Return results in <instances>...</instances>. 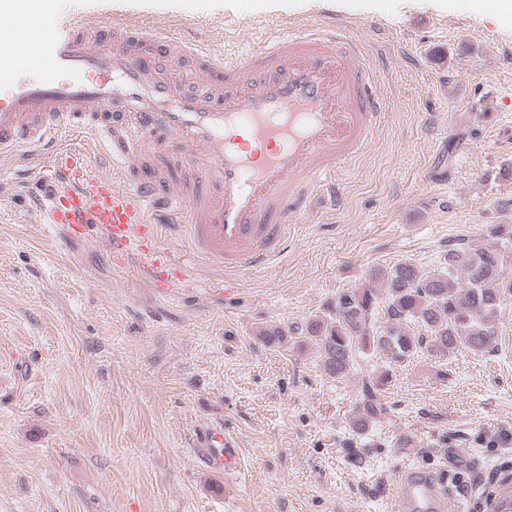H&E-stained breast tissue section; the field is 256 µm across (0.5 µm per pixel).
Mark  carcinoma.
Wrapping results in <instances>:
<instances>
[{
  "label": "carcinoma",
  "instance_id": "carcinoma-1",
  "mask_svg": "<svg viewBox=\"0 0 512 512\" xmlns=\"http://www.w3.org/2000/svg\"><path fill=\"white\" fill-rule=\"evenodd\" d=\"M487 236L491 242L478 248L448 245L433 270L406 262L371 270L361 286L338 293L295 338L299 346L307 341L318 345L323 372L331 378L350 376L361 355L380 358V373L364 384L351 417L354 432L386 412L382 392L396 371L419 354L441 358L489 351L498 333V311L512 298V267L499 248L512 241V224H490ZM381 307L386 321L379 327L375 318ZM418 326L423 331H414ZM255 336L269 347L288 344V333L278 325L259 327Z\"/></svg>",
  "mask_w": 512,
  "mask_h": 512
}]
</instances>
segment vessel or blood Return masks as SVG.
Returning a JSON list of instances; mask_svg holds the SVG:
<instances>
[{
  "label": "vessel or blood",
  "instance_id": "1",
  "mask_svg": "<svg viewBox=\"0 0 512 512\" xmlns=\"http://www.w3.org/2000/svg\"><path fill=\"white\" fill-rule=\"evenodd\" d=\"M341 21L282 28L228 60L202 44L113 18L0 24V158L25 148L45 169L48 223L96 235L157 288H188L200 267L266 268L296 225L340 205L339 166L373 142L385 112ZM208 73L191 87L177 62ZM100 140L103 152L90 148ZM211 472L236 469L223 423L193 440ZM397 512H460L446 483L404 470Z\"/></svg>",
  "mask_w": 512,
  "mask_h": 512
}]
</instances>
